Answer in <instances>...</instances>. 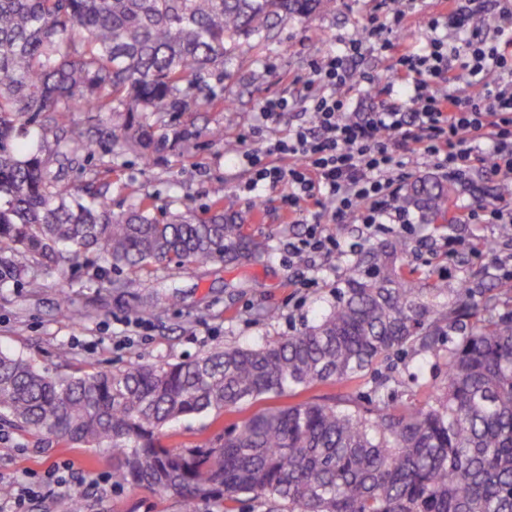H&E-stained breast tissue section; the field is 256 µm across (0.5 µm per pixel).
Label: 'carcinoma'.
Instances as JSON below:
<instances>
[{"label": "carcinoma", "mask_w": 512, "mask_h": 512, "mask_svg": "<svg viewBox=\"0 0 512 512\" xmlns=\"http://www.w3.org/2000/svg\"><path fill=\"white\" fill-rule=\"evenodd\" d=\"M336 0H0V285L37 293L40 269L93 255L148 271L259 257L265 245L224 214V184L205 217L152 214L149 198L114 214L89 185L58 188L93 151L62 118L104 112L112 151L147 159L168 145V116L218 102L205 75L224 72L242 38L271 39L291 18ZM450 189L426 179L408 204L436 220ZM398 237L366 248L336 304L290 336L226 346L176 363H132L49 375L0 351V421L68 447L112 454V485L171 493L190 505L243 499L264 512H512V309L448 289L403 263ZM448 337L441 396L367 405L301 400L318 384L352 382L392 353ZM192 446L166 442L187 416L232 415Z\"/></svg>", "instance_id": "1"}]
</instances>
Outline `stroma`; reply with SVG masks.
Listing matches in <instances>:
<instances>
[{
	"instance_id": "35a3bbf8",
	"label": "stroma",
	"mask_w": 512,
	"mask_h": 512,
	"mask_svg": "<svg viewBox=\"0 0 512 512\" xmlns=\"http://www.w3.org/2000/svg\"><path fill=\"white\" fill-rule=\"evenodd\" d=\"M443 10L442 0H404L403 38L422 48L429 34L428 19ZM382 13L380 0H337L332 12L279 25L270 41L242 43L228 55L223 73L209 79L221 90L223 101L197 112L172 114L170 129L180 133V144L148 160L134 153H112L107 139L99 135L98 123L89 120L87 113H73L78 127L97 137L99 144L79 166L63 173L61 188L74 192L92 179L114 212L133 207L146 196L156 216H201L210 206L211 183L220 181L225 212L237 214L247 233L265 242L269 250L251 261H207L185 268L163 264L132 276L123 294L109 286L118 271L93 257L47 277L36 294L9 284L0 288V350L28 357L52 375L119 370L132 362L174 363L215 347H251L279 339L335 304L356 254L332 255L322 261L315 273L316 287H289L282 245L302 236L306 227L284 223L279 193L260 200L240 194L244 174L235 158L253 145L249 135L262 122L258 110L262 99L298 94L300 79L313 60L360 36L368 17ZM218 126L223 127L224 138L211 140L210 132ZM411 216L418 236L426 238L428 246L410 248L407 264L452 290L467 282L488 294L512 293V279L505 278L481 249L483 241L497 239L495 226L458 228L464 245L458 263L452 264L440 248L448 234L447 223H427L416 210ZM173 294L178 305L162 315L137 316L130 310L136 299L163 300ZM61 347L69 349L68 361L58 359ZM447 347L443 339L435 351L392 356L356 383L357 396L368 397L380 383L398 390L403 400L415 393H439L447 375ZM419 363L424 374L418 383H410L408 376ZM66 460L74 464L75 490L84 495L87 512H219L217 504L204 500L188 508L177 498L144 489L90 486L89 474L111 472L110 455L95 448L49 443L0 423V472L41 473Z\"/></svg>"
}]
</instances>
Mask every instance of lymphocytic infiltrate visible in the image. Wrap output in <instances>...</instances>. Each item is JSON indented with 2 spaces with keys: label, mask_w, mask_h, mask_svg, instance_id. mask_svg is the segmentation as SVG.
I'll return each mask as SVG.
<instances>
[{
  "label": "lymphocytic infiltrate",
  "mask_w": 512,
  "mask_h": 512,
  "mask_svg": "<svg viewBox=\"0 0 512 512\" xmlns=\"http://www.w3.org/2000/svg\"><path fill=\"white\" fill-rule=\"evenodd\" d=\"M489 7L490 0H448L446 18L429 21L434 35L420 50L393 44L371 25L343 54L310 64L300 98L260 102L263 120L287 123L288 133L269 138L254 130V147L239 158L248 171L239 190L251 198L279 192L289 223L308 225L305 236L286 244L293 287L310 285L317 258L341 252L327 225L358 223L370 233L393 224L409 234L413 222L401 203L408 166L430 161L467 192L473 186L465 178L477 169L487 182L512 181V11L497 12L498 38L491 43L470 25ZM443 25L461 30L462 38L448 44L437 34ZM373 39L395 52L392 79L382 86L351 66ZM466 77L481 85L480 93L460 90ZM364 89L373 92L374 104L352 110L353 92ZM46 485L69 494L68 467L13 482L0 512H27V502Z\"/></svg>",
  "instance_id": "lymphocytic-infiltrate-1"
}]
</instances>
